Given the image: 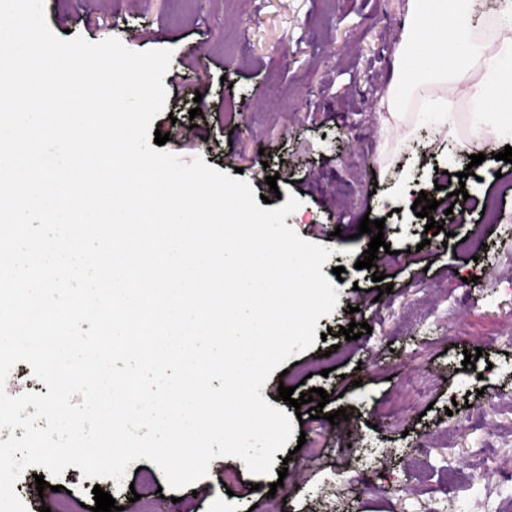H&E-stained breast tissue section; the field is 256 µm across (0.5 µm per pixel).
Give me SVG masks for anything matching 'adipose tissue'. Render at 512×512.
I'll return each instance as SVG.
<instances>
[{"mask_svg": "<svg viewBox=\"0 0 512 512\" xmlns=\"http://www.w3.org/2000/svg\"><path fill=\"white\" fill-rule=\"evenodd\" d=\"M474 2L408 0L392 84L380 103L385 131L417 116L476 154L512 128V0H503L491 42L475 36ZM461 101L482 105L464 135L456 112Z\"/></svg>", "mask_w": 512, "mask_h": 512, "instance_id": "obj_1", "label": "adipose tissue"}]
</instances>
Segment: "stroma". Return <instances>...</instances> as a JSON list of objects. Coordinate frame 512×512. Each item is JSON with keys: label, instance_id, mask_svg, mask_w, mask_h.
<instances>
[{"label": "stroma", "instance_id": "35a3bbf8", "mask_svg": "<svg viewBox=\"0 0 512 512\" xmlns=\"http://www.w3.org/2000/svg\"><path fill=\"white\" fill-rule=\"evenodd\" d=\"M407 0H44L56 36L91 43L114 37L129 50L169 49L171 71L183 78L168 90L152 129L170 136L165 150L240 174L255 194L277 176L283 196L301 204L285 220L303 239L331 248L324 275L343 267L338 304L321 317L315 344L271 374L263 398L301 416L305 443L290 439L272 472L254 475L242 460L211 461L207 477L180 489L141 459L122 483L28 467L14 490L28 512H88L94 487L124 512H512V163L486 158L465 180L472 198L466 223L426 237L425 219L405 201L432 193L450 175L447 150L414 149L417 134L394 132L400 143L387 165L377 158L386 134L378 103L392 80ZM95 11L100 23L86 25ZM377 87L364 86L367 68ZM200 108L199 116L189 111ZM498 200L496 221L482 212ZM384 220L390 245L375 269L355 263L370 235L363 216ZM481 228L485 251L461 249ZM391 277L379 294L373 274ZM355 314H348V307ZM365 322L357 340L339 336ZM481 349L474 369L464 353ZM324 389L325 417L297 413L278 399L279 386ZM348 409L330 424L329 413ZM43 476L47 490L37 492ZM278 483L270 492V483Z\"/></svg>", "mask_w": 512, "mask_h": 512}]
</instances>
